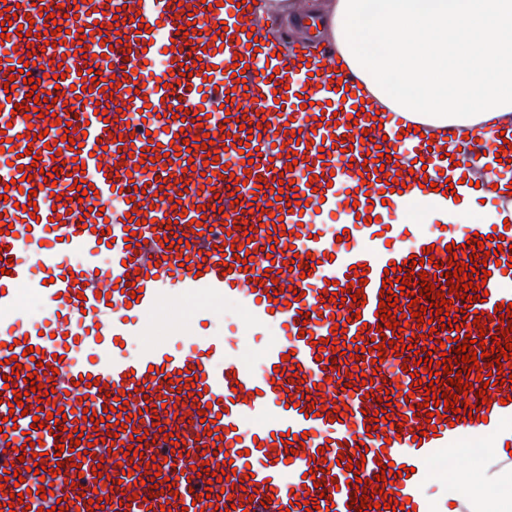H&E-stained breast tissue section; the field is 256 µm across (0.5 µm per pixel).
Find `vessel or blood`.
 Segmentation results:
<instances>
[{
	"instance_id": "b4317fda",
	"label": "vessel or blood",
	"mask_w": 512,
	"mask_h": 512,
	"mask_svg": "<svg viewBox=\"0 0 512 512\" xmlns=\"http://www.w3.org/2000/svg\"><path fill=\"white\" fill-rule=\"evenodd\" d=\"M255 3L0 0V23L16 19L0 37V132L7 136L0 145V247L9 249L0 260V512H49L58 504L64 512H306L310 505L377 512L386 499L396 512H480L467 498L435 506L423 499L434 459L447 458L449 470L465 476L469 462L459 448L468 442L482 445L490 472L512 470V379L493 373L482 396L468 394L466 410L429 413L421 407L423 385L446 383V376L404 365L415 350L443 341L454 350L482 331L494 346L496 307L512 302V213L508 227L469 224L459 235L387 220L409 195L498 206V197H481L463 178L484 162L499 180L512 181V150L503 147L512 128L475 139L448 129L434 138L390 113H358L350 72L289 53L255 26ZM108 15L113 35L106 39ZM28 21L31 35H20ZM77 43L87 58L70 57ZM159 56L167 63L162 73L152 68ZM27 57L37 95L53 102L41 118L14 109L32 103L10 72ZM239 59L248 66L241 83L233 76ZM7 81L12 90L4 89ZM137 113L142 122H134ZM117 134L122 142H114ZM203 135L217 159L199 148L177 152L180 139ZM73 142L80 153L70 151ZM56 150L64 167L51 184L45 175ZM383 154L391 161L381 167ZM397 182L402 191H393ZM133 186L138 194H130ZM233 186L240 200H232ZM182 192L187 198L174 208ZM31 202L36 211H28ZM297 202L304 211H289ZM338 212L339 225L316 221ZM278 216L285 229L273 241ZM405 237L410 247L401 246ZM240 244L248 262L234 256ZM427 247L430 264L421 261ZM60 250L78 262H57ZM103 252L111 261L101 266ZM473 255L488 260L472 279L486 296L454 298L456 327H442L431 307L427 323L418 324L401 296L393 318L405 328L385 329L382 288L398 292L407 276L415 293L428 277L448 293L450 257L465 263ZM291 260L296 268L284 270ZM360 273L364 301L336 298ZM131 282L137 295L126 291ZM22 287L40 298V325L19 318ZM195 295L236 297L249 333L271 319L282 323L285 334L265 349L261 372L239 364L220 336L183 350L151 343L128 352L142 333L141 315L167 314ZM337 328L346 332L344 343L331 341ZM399 339L406 348L398 353L392 343ZM376 340L385 341L383 351L372 350ZM38 368L51 372L52 394L25 383ZM91 376L97 385L88 384ZM18 392L28 413L11 422ZM108 406L127 418L126 428L85 419V411ZM41 411L50 420L32 428ZM74 429L76 445L67 436ZM137 430L145 441L133 440ZM26 444L33 454L23 458L18 449ZM150 461L161 468L151 482L144 472ZM389 463L396 471L383 493L356 508L358 479L374 478ZM37 464L56 470L52 485L34 475ZM215 468L222 482L213 481ZM11 469L18 481L6 479ZM317 475L322 483H314ZM16 491L24 499L14 504Z\"/></svg>"
}]
</instances>
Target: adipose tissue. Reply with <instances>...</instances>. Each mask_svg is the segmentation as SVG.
I'll use <instances>...</instances> for the list:
<instances>
[{
	"mask_svg": "<svg viewBox=\"0 0 512 512\" xmlns=\"http://www.w3.org/2000/svg\"><path fill=\"white\" fill-rule=\"evenodd\" d=\"M261 0L280 31L320 19L369 98L433 129L512 124V0Z\"/></svg>",
	"mask_w": 512,
	"mask_h": 512,
	"instance_id": "1",
	"label": "adipose tissue"
}]
</instances>
